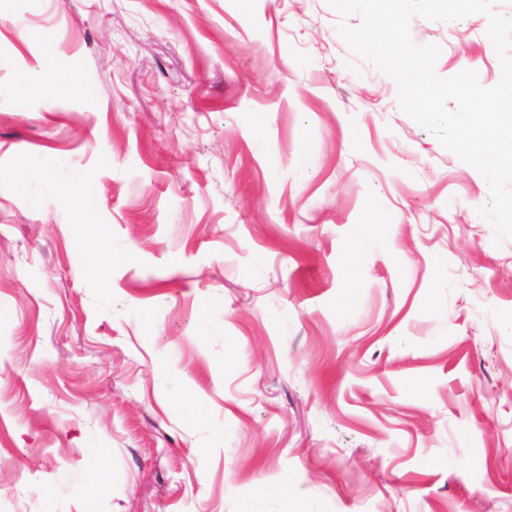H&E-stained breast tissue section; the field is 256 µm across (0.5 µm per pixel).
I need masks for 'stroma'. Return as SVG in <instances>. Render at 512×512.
<instances>
[{
	"instance_id": "stroma-1",
	"label": "stroma",
	"mask_w": 512,
	"mask_h": 512,
	"mask_svg": "<svg viewBox=\"0 0 512 512\" xmlns=\"http://www.w3.org/2000/svg\"><path fill=\"white\" fill-rule=\"evenodd\" d=\"M338 21L0 0V512H512V238Z\"/></svg>"
}]
</instances>
